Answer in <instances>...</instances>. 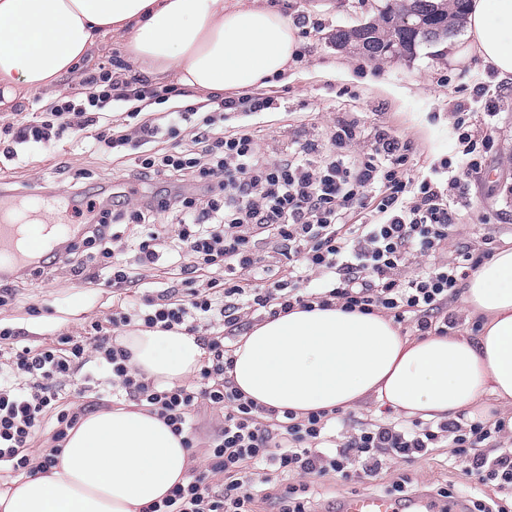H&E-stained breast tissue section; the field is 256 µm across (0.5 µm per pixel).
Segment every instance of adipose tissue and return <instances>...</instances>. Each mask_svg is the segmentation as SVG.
<instances>
[{"label":"adipose tissue","instance_id":"1","mask_svg":"<svg viewBox=\"0 0 512 512\" xmlns=\"http://www.w3.org/2000/svg\"><path fill=\"white\" fill-rule=\"evenodd\" d=\"M123 39L140 71L175 73L201 95L238 93L285 75L302 41L267 0H0V99L59 94L100 45ZM479 56L512 83V0H471L456 63ZM474 336H403L392 319L339 308L295 309L235 342L232 384L255 403L297 412L366 399L405 418L443 420L493 399L512 430V247L466 282ZM159 385L191 378L205 356L195 336L135 328L118 339ZM189 451L134 404L82 416L57 465L0 489V512H141L186 483Z\"/></svg>","mask_w":512,"mask_h":512}]
</instances>
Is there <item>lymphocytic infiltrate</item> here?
I'll return each instance as SVG.
<instances>
[{
  "instance_id": "lymphocytic-infiltrate-1",
  "label": "lymphocytic infiltrate",
  "mask_w": 512,
  "mask_h": 512,
  "mask_svg": "<svg viewBox=\"0 0 512 512\" xmlns=\"http://www.w3.org/2000/svg\"><path fill=\"white\" fill-rule=\"evenodd\" d=\"M81 84V93L48 109L36 100L16 109L0 125L10 137L0 156L11 161L17 145L48 147L67 134L92 155L133 144V177L146 191L131 211L120 191L107 205L81 191L70 197L96 220L71 267L78 276L89 271L88 251L98 249V273L116 295L108 317L38 346L20 344L18 331L0 327V472L31 476L56 466L69 430L95 409L86 400L91 384L103 379L113 395L162 419L188 449L199 409L222 416L187 483L145 512H255L261 500L272 512H313L305 476L371 478L385 460L411 463L433 448L447 449L450 468L493 490V498L473 501L475 512H511L505 502L512 499V445L503 439L504 421L463 412L439 422L361 418L340 409L301 416L254 403L227 375L233 338L255 317L297 307L380 313L420 339L447 335L463 280L493 254L470 243L488 216L467 224L462 210L494 144V110L457 108V154L416 174L411 142L366 127L357 115L338 119L327 144L296 140L274 158L248 126L227 124L235 112L274 109L266 94L191 103L188 89L136 74L117 82L103 66L84 70ZM178 95L186 99L180 110L159 117L142 110V101ZM116 102L137 119L132 131L108 118ZM165 213L177 220L169 238L156 228ZM131 222L140 226L139 238L114 252L121 226ZM165 256L178 264L181 286L139 302L131 288ZM130 326L199 334L207 351L202 367L183 384L158 386L133 369L115 338ZM67 394L66 410L60 403Z\"/></svg>"
}]
</instances>
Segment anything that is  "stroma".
Listing matches in <instances>:
<instances>
[{"label": "stroma", "mask_w": 512, "mask_h": 512, "mask_svg": "<svg viewBox=\"0 0 512 512\" xmlns=\"http://www.w3.org/2000/svg\"><path fill=\"white\" fill-rule=\"evenodd\" d=\"M289 2V16L308 15L319 27L303 41V62L291 64L287 77L266 88L280 107L272 116V128L259 134L261 146L276 150L295 139L326 143L336 120L355 112L367 124L411 141L413 162L417 170L425 171L455 151L451 116L456 106L465 103L480 112L487 102H494L498 110L495 147L486 174L471 182L469 198L474 211L490 216L486 232L497 240L512 241V85L494 83L476 58L452 67L447 58H436L432 47H421L410 57L368 60L328 41L336 29L353 25L356 16H368L360 0ZM479 84L486 88L480 101L473 97ZM131 169V158L102 160L64 139L44 152L28 150L26 165L8 167L1 174L6 189L22 195L34 189L59 197L77 186L95 194L125 191L134 203L138 196L130 191L135 184ZM33 306L39 308V315L30 314ZM111 311V287L81 281L64 266L55 268L49 278L19 281L13 301L0 307V323L22 329L25 343L35 344L54 330L80 332ZM404 474L410 476L413 492L469 487L461 471L448 468L444 451L438 448L413 463L387 461L376 477L319 481L313 490L321 499L356 491L380 494Z\"/></svg>", "instance_id": "obj_1"}]
</instances>
